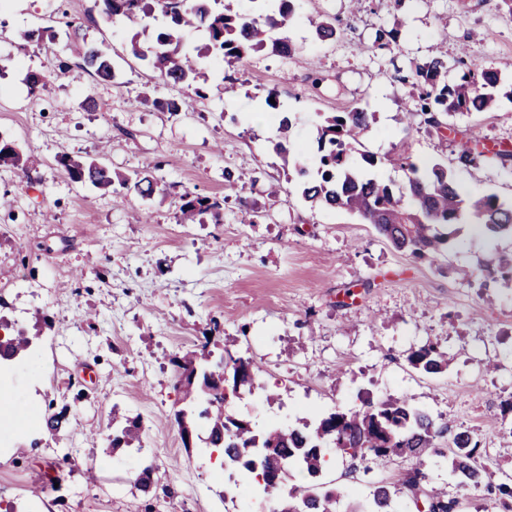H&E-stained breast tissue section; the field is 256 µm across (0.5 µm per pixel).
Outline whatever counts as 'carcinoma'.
Listing matches in <instances>:
<instances>
[{"instance_id":"cac0c4a2","label":"carcinoma","mask_w":512,"mask_h":512,"mask_svg":"<svg viewBox=\"0 0 512 512\" xmlns=\"http://www.w3.org/2000/svg\"><path fill=\"white\" fill-rule=\"evenodd\" d=\"M234 0H95L105 20H123L151 30L149 43L135 34L126 43L127 54L143 61L163 81L185 88L184 94L156 105L176 114L194 110L195 103L206 97L198 82L202 66L213 56H220L236 67L250 55L270 49L291 55L295 44L271 32L288 29L294 12V0H251L254 9L241 12L231 7ZM319 40L337 36L336 23L329 19L313 22ZM203 28L209 42L203 46L189 39L191 31ZM84 68L102 81L115 77L109 49L89 46L83 52ZM448 62L436 54L419 65L411 77L414 99L419 112H406L407 122L422 114L424 123L441 129L443 115L492 112L497 108L496 89L500 78L495 71L465 68L448 82ZM375 113L356 107L320 117L316 126V155L313 168L300 162L293 166L301 179L302 196L311 205L340 208L369 224L375 232L398 250L419 258L435 259L448 245L443 228L450 224H471L489 235L512 236V204L490 193L468 196L456 181L455 174L441 163L419 169L404 155H398L408 172L407 187L398 190L368 174L377 165L373 155L352 159L355 144L370 130ZM483 153L465 141L460 144L457 162L468 166ZM31 157L20 153L15 145L0 140V167L26 169ZM70 178L98 189L114 185L130 186L143 195L154 192V183L146 174L130 178L112 172L103 163L84 157L64 155L60 158ZM220 202L192 192L181 196V222L210 212L220 219ZM36 340L18 331L0 336V360L11 361L27 355ZM210 337L196 350L168 356L182 393V407L175 411V421L183 441L202 442L224 456V468L242 472L266 495L279 491L267 476L296 467L310 478L319 477L324 469L327 448L352 461L370 460L386 467L395 457L413 459L417 467L407 474L402 485L408 494L411 487L425 478L420 469L427 457L439 453L436 437L439 430L432 416L406 397H391L362 410H336L300 427L274 426L259 429L246 418L235 417L225 410L229 395L255 390L254 364L251 358L229 357L214 362L208 350ZM406 360L414 369L438 374L448 367V353L437 343H428L411 351ZM47 430L59 433L68 421L65 411L43 415ZM140 419L112 418V434L105 437L112 449L142 447ZM451 473L461 485L477 487L482 470L476 461L478 444L466 431L453 437ZM394 490L387 484L373 486L366 499L352 512H387ZM336 491L313 483L292 486L278 499L273 512H336ZM416 512H455L457 501L443 489H431L412 499Z\"/></svg>"}]
</instances>
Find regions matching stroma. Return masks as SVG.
Wrapping results in <instances>:
<instances>
[{"label":"stroma","instance_id":"35a3bbf8","mask_svg":"<svg viewBox=\"0 0 512 512\" xmlns=\"http://www.w3.org/2000/svg\"><path fill=\"white\" fill-rule=\"evenodd\" d=\"M318 16L335 21V39L316 38L309 20ZM395 26L397 44L378 48L377 30ZM37 27L52 28L54 39L21 40ZM135 31L103 21L94 0H0V139L40 158L24 171L0 168V194L12 201L0 209V317L35 339L30 356L0 374V392L68 412L57 434L37 419L11 429L0 450V512L29 501L59 512H271L272 499L235 489L216 456L181 441L167 357L205 340L214 352L252 358L259 388L227 409L260 428L359 410L368 398L413 399L441 428L439 447L470 433L483 470L482 486L465 488L449 477V456L434 455L422 466L426 484L445 486L459 512H504L487 488L512 479V286L486 262L512 254V237L477 239L454 224L441 255L414 258L344 210L310 207L286 161L311 159L317 114L363 106L376 120L357 149L377 156L378 179L406 185V171L390 161L401 152L454 168L468 194L511 202L512 167L493 153L512 149V12L499 0H403L398 9L361 0L355 12L348 0H296L293 55L262 51L235 68L211 58L206 98L176 115L154 103L179 98L181 88L124 50ZM84 42L110 46L116 82L83 68ZM437 53L452 77L461 58L496 71L498 108L450 117L438 132L420 119L403 123L414 105L408 79ZM63 64L68 78L54 80ZM31 71L49 77L35 96ZM271 90L292 114L289 138L269 119ZM89 97L97 109L87 108ZM470 136L487 155L457 167ZM282 140L284 155L274 149ZM64 154L149 173L156 191L144 198L72 181ZM228 171L252 176L242 195L226 196ZM187 191L222 201L223 223L208 214L179 223ZM136 210L149 223H133ZM435 339L448 350L447 371L411 368L407 354ZM274 382L280 398L270 404L262 388ZM116 412L141 418V450L88 443L91 433H111ZM327 457L320 480L337 490L338 512H351L379 481L397 487L395 512H414L401 487L412 461L379 471L332 450ZM149 465V491L132 488L131 473Z\"/></svg>","mask_w":512,"mask_h":512}]
</instances>
